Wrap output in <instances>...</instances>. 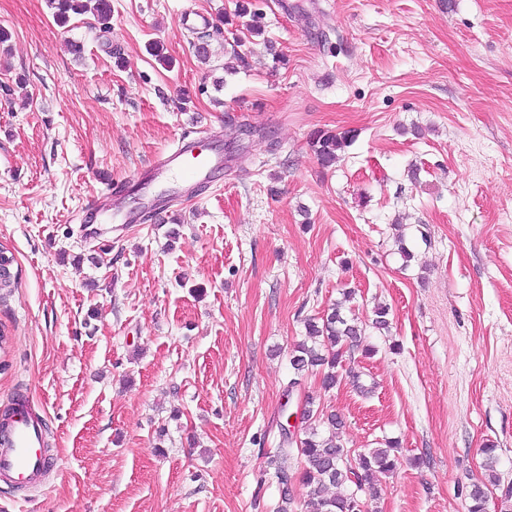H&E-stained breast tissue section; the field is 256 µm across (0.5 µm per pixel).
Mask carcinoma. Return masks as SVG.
<instances>
[{"mask_svg": "<svg viewBox=\"0 0 512 512\" xmlns=\"http://www.w3.org/2000/svg\"><path fill=\"white\" fill-rule=\"evenodd\" d=\"M57 19L64 21L72 14L92 13L104 25L112 18L110 0H49ZM353 131L340 133L319 131L314 134L312 148L324 165H331L339 159L340 153L353 141ZM343 301L334 304L326 315L316 320H305L307 339L294 345L289 352V365L294 377L288 382L292 387L298 377L306 371L318 368L323 371V385L330 390L342 378L344 350L359 345L363 326L355 317L342 313L343 302L354 299L355 291L346 288L342 292ZM303 420L308 422L303 436L295 441L285 438L281 455H297L305 462L297 477L288 474L283 466L276 468L275 477L281 485L282 502L290 503L293 496L292 481L296 480L310 488L309 512H361L362 495L378 494V489L368 484L370 476L376 472H391L398 463L394 443L385 448H369L355 455L344 448L341 439L342 420L335 414L320 418L313 408V402L306 401ZM496 448L487 446L481 449L484 455V469L489 482H497L495 470ZM326 486L344 488V492L332 497L319 495ZM485 483H474L465 491L469 500L468 512H486L487 492Z\"/></svg>", "mask_w": 512, "mask_h": 512, "instance_id": "obj_1", "label": "carcinoma"}]
</instances>
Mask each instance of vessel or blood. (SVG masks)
Masks as SVG:
<instances>
[{
  "label": "vessel or blood",
  "mask_w": 512,
  "mask_h": 512,
  "mask_svg": "<svg viewBox=\"0 0 512 512\" xmlns=\"http://www.w3.org/2000/svg\"><path fill=\"white\" fill-rule=\"evenodd\" d=\"M224 158L218 152H197L193 141L180 139L171 149L156 157L151 165L139 172L135 181L138 192L149 202H155L157 213H166L165 204L156 203L155 188L158 184L177 180L181 183L202 184L222 169ZM120 192L111 187L94 201L92 207L102 221L138 223L136 212L121 210L116 202ZM8 435L0 441V482L29 487L38 484L47 466L43 452V427L35 418L29 400L14 402Z\"/></svg>",
  "instance_id": "b4317fda"
}]
</instances>
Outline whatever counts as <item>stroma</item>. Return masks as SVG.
<instances>
[{
    "label": "stroma",
    "instance_id": "1",
    "mask_svg": "<svg viewBox=\"0 0 512 512\" xmlns=\"http://www.w3.org/2000/svg\"><path fill=\"white\" fill-rule=\"evenodd\" d=\"M235 3L112 0L105 27L0 0V408L31 397L52 461L0 512H276L309 399L346 448L400 445L364 512H467L488 444L512 512V0H252L258 35ZM319 130L356 134L328 167ZM209 133L228 172L89 234L106 185ZM346 288L375 355L289 387Z\"/></svg>",
    "mask_w": 512,
    "mask_h": 512
}]
</instances>
